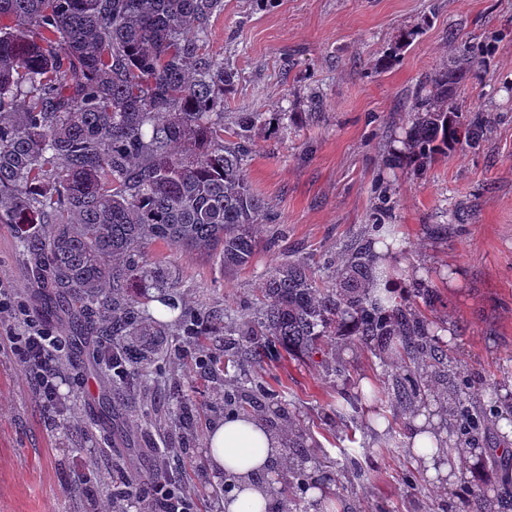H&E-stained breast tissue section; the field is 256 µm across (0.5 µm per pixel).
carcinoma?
I'll return each instance as SVG.
<instances>
[{
    "instance_id": "1",
    "label": "carcinoma",
    "mask_w": 512,
    "mask_h": 512,
    "mask_svg": "<svg viewBox=\"0 0 512 512\" xmlns=\"http://www.w3.org/2000/svg\"><path fill=\"white\" fill-rule=\"evenodd\" d=\"M223 10L224 0H0V223L15 225L29 278L72 303V334L109 339L103 363L126 362L144 379L172 358L167 336H236L258 363L285 351L338 376L348 370L347 345L392 364L382 382L405 409L441 402L446 453L461 461L460 506L448 512H483L467 472L503 466L509 450L487 457L463 437L493 424L499 406L512 408V393L494 383L486 403L463 380L447 327L422 312L439 299L429 283L386 306L377 284L402 269L356 240L334 270L298 259L275 265L256 312L238 318L183 306L175 270L146 259L150 242L228 269L248 267L257 253L269 206L251 191L244 157L259 114L239 115L238 141H224L233 76L205 50ZM457 80L442 71L421 100L406 159L424 166L480 146L483 119L455 106ZM130 336L161 341L137 350ZM372 396L347 395L336 412L353 420ZM266 422L288 428L292 444L288 474L269 484L271 494L295 508L311 490L329 496L299 421L277 411ZM136 493L137 483H125L112 512Z\"/></svg>"
}]
</instances>
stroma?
Listing matches in <instances>:
<instances>
[{"label":"stroma","mask_w":512,"mask_h":512,"mask_svg":"<svg viewBox=\"0 0 512 512\" xmlns=\"http://www.w3.org/2000/svg\"><path fill=\"white\" fill-rule=\"evenodd\" d=\"M485 54L471 65L468 50ZM206 50L234 74L224 96V138L236 141L237 117L259 121L247 146L252 190L270 206L251 265L224 269L159 243L149 259L170 261L185 301L207 310L249 314L266 271L284 259L320 266L354 241L370 243L385 224L407 242L403 280L437 272L435 314L452 332V354L475 389L512 386V0H224L210 22ZM463 79L459 110L482 111L489 127L475 150L434 163L399 165L392 153L416 103L448 64ZM455 270L448 285L442 272ZM0 282L36 320L61 329L64 307L48 306L26 277L15 227L0 223ZM80 344L58 384L66 414L46 410L7 344L0 343V512H95L123 478L170 472L197 512H221L224 485L202 477L211 426L223 421L217 391L258 381L264 414L285 409L307 429L340 512H446L455 486L429 480L409 453L407 412L382 393L352 422L336 412L342 393L378 383L379 361L343 352L342 379L298 357L224 371V343L180 348L149 384H121L85 368ZM195 408V429L176 426L178 401ZM387 427L375 425V415ZM366 461L364 479L342 473ZM96 460L90 482L78 462Z\"/></svg>","instance_id":"35a3bbf8"}]
</instances>
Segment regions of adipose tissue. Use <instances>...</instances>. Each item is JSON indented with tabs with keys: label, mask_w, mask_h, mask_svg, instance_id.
<instances>
[{
	"label": "adipose tissue",
	"mask_w": 512,
	"mask_h": 512,
	"mask_svg": "<svg viewBox=\"0 0 512 512\" xmlns=\"http://www.w3.org/2000/svg\"><path fill=\"white\" fill-rule=\"evenodd\" d=\"M442 437L436 418L424 412L417 416L412 452L426 476L438 482L453 479L459 469L458 462L443 451ZM281 453L278 438L251 416L240 415L210 428L205 456L214 478L236 485L224 500V512H268L270 495L257 478L272 468Z\"/></svg>",
	"instance_id": "adipose-tissue-1"
}]
</instances>
